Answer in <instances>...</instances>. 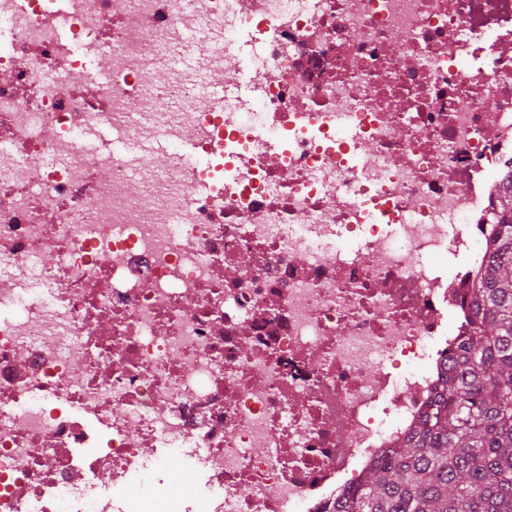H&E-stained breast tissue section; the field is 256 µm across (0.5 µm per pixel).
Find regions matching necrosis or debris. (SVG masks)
<instances>
[{"label": "necrosis or debris", "instance_id": "1", "mask_svg": "<svg viewBox=\"0 0 512 512\" xmlns=\"http://www.w3.org/2000/svg\"><path fill=\"white\" fill-rule=\"evenodd\" d=\"M219 22L263 45L258 111L205 92L241 66L219 45L153 81ZM0 24V138L57 160L0 163V512H336L468 330L512 179V0H0ZM91 52L106 82L64 89ZM103 125L208 163L129 169L80 144ZM170 455L195 491L165 504ZM150 153L163 158L166 162L174 157L188 167L199 165V153L192 137L183 136L175 140H166L150 148ZM157 157L152 156L153 165L159 173L165 169V164Z\"/></svg>", "mask_w": 512, "mask_h": 512}]
</instances>
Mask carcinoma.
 <instances>
[{
    "instance_id": "1",
    "label": "carcinoma",
    "mask_w": 512,
    "mask_h": 512,
    "mask_svg": "<svg viewBox=\"0 0 512 512\" xmlns=\"http://www.w3.org/2000/svg\"><path fill=\"white\" fill-rule=\"evenodd\" d=\"M489 258L468 290L470 329L410 438L339 512H512V179Z\"/></svg>"
}]
</instances>
